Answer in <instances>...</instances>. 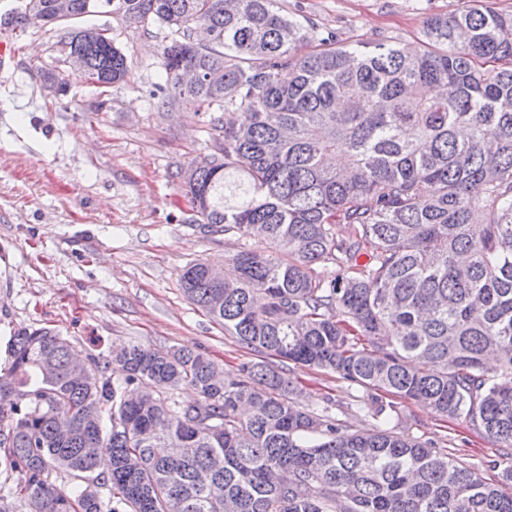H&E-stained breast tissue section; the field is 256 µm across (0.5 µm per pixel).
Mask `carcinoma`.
Masks as SVG:
<instances>
[{"label":"carcinoma","mask_w":512,"mask_h":512,"mask_svg":"<svg viewBox=\"0 0 512 512\" xmlns=\"http://www.w3.org/2000/svg\"><path fill=\"white\" fill-rule=\"evenodd\" d=\"M27 2L61 25L57 0ZM86 2L66 0L60 44L106 93L128 58L74 25ZM101 2L167 31L159 92L210 112V150L174 178L191 223L245 244L180 282L256 359L221 372L138 343L79 368L68 338L15 333L0 466L18 482L0 512H512V453L490 483L379 398L362 409L380 425L351 432L270 362L512 448V14L470 0L429 17L417 51L318 37L277 0Z\"/></svg>","instance_id":"obj_1"}]
</instances>
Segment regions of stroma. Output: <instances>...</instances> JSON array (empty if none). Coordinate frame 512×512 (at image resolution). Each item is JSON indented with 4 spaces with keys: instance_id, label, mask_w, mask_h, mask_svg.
Listing matches in <instances>:
<instances>
[{
    "instance_id": "35a3bbf8",
    "label": "stroma",
    "mask_w": 512,
    "mask_h": 512,
    "mask_svg": "<svg viewBox=\"0 0 512 512\" xmlns=\"http://www.w3.org/2000/svg\"><path fill=\"white\" fill-rule=\"evenodd\" d=\"M468 0H278L284 13L344 42L387 37L421 48L424 22ZM80 26L108 30L126 53L124 82L100 93L77 75L60 45L62 27H31L14 41L0 70V369L9 337L46 327L82 354L111 358L114 347L141 343L185 347L231 371L249 350L184 295L182 267L227 261L233 238L188 223V206L172 174L207 150L206 115L162 105L164 45L154 27L116 15H90ZM51 69L66 89L51 92ZM289 376L309 404L330 407L342 425L368 430L360 411L367 393L303 365ZM400 429L448 449L471 468L505 457V449L466 424L443 419L414 401L393 398Z\"/></svg>"
}]
</instances>
